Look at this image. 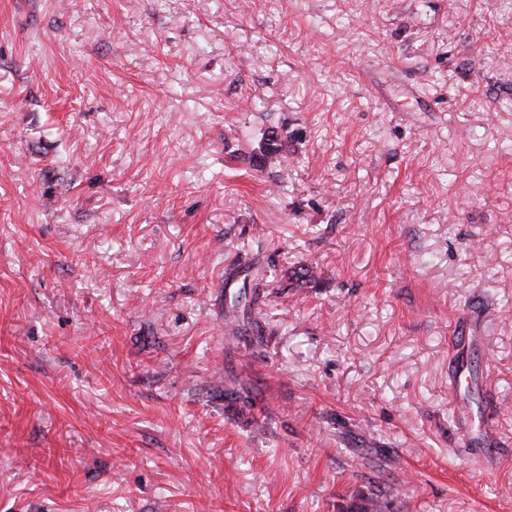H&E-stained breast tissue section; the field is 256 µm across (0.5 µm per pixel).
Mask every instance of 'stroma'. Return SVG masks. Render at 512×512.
<instances>
[{"label":"stroma","mask_w":512,"mask_h":512,"mask_svg":"<svg viewBox=\"0 0 512 512\" xmlns=\"http://www.w3.org/2000/svg\"><path fill=\"white\" fill-rule=\"evenodd\" d=\"M375 495L512 512V0H0V512ZM274 132L268 131L264 139L258 144V147L254 149L251 155L254 166L262 168L270 161L277 163L280 161L279 159L283 158V144L281 142L278 143L269 136L274 134Z\"/></svg>","instance_id":"obj_1"}]
</instances>
